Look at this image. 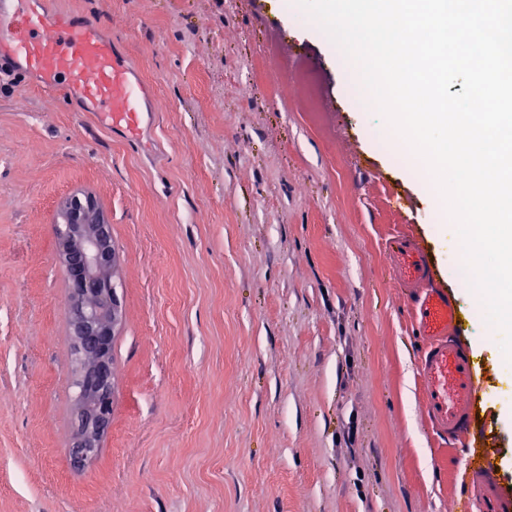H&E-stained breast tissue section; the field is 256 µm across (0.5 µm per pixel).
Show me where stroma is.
I'll list each match as a JSON object with an SVG mask.
<instances>
[{
	"label": "stroma",
	"instance_id": "1",
	"mask_svg": "<svg viewBox=\"0 0 512 512\" xmlns=\"http://www.w3.org/2000/svg\"><path fill=\"white\" fill-rule=\"evenodd\" d=\"M153 89L151 147L20 73L0 89V512H444L465 454L423 418V340L385 242L422 237L493 368L474 425L512 484V363L424 171L294 0H52ZM118 253L112 430L69 464L60 204Z\"/></svg>",
	"mask_w": 512,
	"mask_h": 512
}]
</instances>
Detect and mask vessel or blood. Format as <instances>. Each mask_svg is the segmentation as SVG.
Segmentation results:
<instances>
[{
  "label": "vessel or blood",
  "instance_id": "1",
  "mask_svg": "<svg viewBox=\"0 0 512 512\" xmlns=\"http://www.w3.org/2000/svg\"><path fill=\"white\" fill-rule=\"evenodd\" d=\"M15 70L35 78L45 92L79 100L129 144L147 145L154 121L149 89L93 17L51 10L47 0H0V72ZM386 260L425 341L418 368L424 417L437 435L469 446L484 375L458 341L461 309L439 281L423 240L399 232L386 247ZM496 454L485 448L470 461L467 495L449 496L446 512H464L468 499L483 512H512V491L492 475Z\"/></svg>",
  "mask_w": 512,
  "mask_h": 512
}]
</instances>
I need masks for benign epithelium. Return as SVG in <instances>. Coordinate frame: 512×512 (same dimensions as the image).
Here are the masks:
<instances>
[{
    "label": "benign epithelium",
    "mask_w": 512,
    "mask_h": 512,
    "mask_svg": "<svg viewBox=\"0 0 512 512\" xmlns=\"http://www.w3.org/2000/svg\"><path fill=\"white\" fill-rule=\"evenodd\" d=\"M67 225L58 230L56 256L69 274L67 308L76 357L85 362V386L96 412L72 406L70 457L80 467L98 454L112 428L115 369L109 349L122 322L114 289L117 252L108 215L91 195L66 198Z\"/></svg>",
    "instance_id": "obj_1"
}]
</instances>
